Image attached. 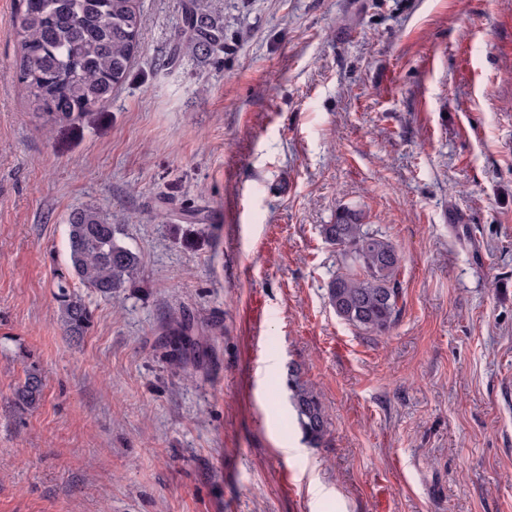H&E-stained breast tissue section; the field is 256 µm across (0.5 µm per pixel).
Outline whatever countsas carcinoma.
Wrapping results in <instances>:
<instances>
[{"instance_id":"cac0c4a2","label":"carcinoma","mask_w":512,"mask_h":512,"mask_svg":"<svg viewBox=\"0 0 512 512\" xmlns=\"http://www.w3.org/2000/svg\"><path fill=\"white\" fill-rule=\"evenodd\" d=\"M141 13L136 0H22L15 20L20 48L15 77L31 98L33 110L61 121L112 100L138 52ZM224 52L223 0H182L181 26L166 61L190 56L199 61ZM324 239L341 250V271L326 285L328 304L345 323L376 335L395 325L401 298L402 257L396 246L365 222L361 210L342 207L336 220L322 227ZM70 267L79 283L104 297H114L137 277L138 254L122 240L121 225L95 206L69 217ZM58 317L63 331L85 335L92 314L68 283L57 284ZM290 404L305 441L317 446L328 429L318 396L290 371ZM43 391L39 369L32 367L14 393V404L32 411Z\"/></svg>"}]
</instances>
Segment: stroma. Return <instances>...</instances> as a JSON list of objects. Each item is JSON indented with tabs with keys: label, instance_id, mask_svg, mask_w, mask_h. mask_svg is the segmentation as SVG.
<instances>
[{
	"label": "stroma",
	"instance_id": "obj_1",
	"mask_svg": "<svg viewBox=\"0 0 512 512\" xmlns=\"http://www.w3.org/2000/svg\"><path fill=\"white\" fill-rule=\"evenodd\" d=\"M138 6L111 103L48 124L0 0V512H512V0H224L223 63L170 69L181 0ZM87 205L141 270L72 283L77 341L55 293ZM344 206L403 258L389 334L328 304ZM58 317L63 331L73 338L84 336L91 327L92 314L81 296L66 281L57 284ZM43 391L42 376L39 369L31 367L23 384L14 393V404L21 411H32L41 402ZM289 376L290 404L303 437L312 446L320 445L328 429L324 408L318 396L300 381L297 370H291Z\"/></svg>",
	"mask_w": 512,
	"mask_h": 512
}]
</instances>
